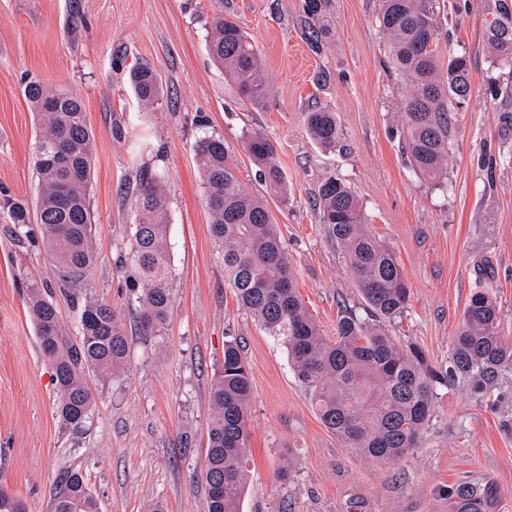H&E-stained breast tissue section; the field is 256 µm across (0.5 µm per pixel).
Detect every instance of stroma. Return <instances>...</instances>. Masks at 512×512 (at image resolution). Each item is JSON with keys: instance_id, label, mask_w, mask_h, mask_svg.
<instances>
[{"instance_id": "obj_1", "label": "stroma", "mask_w": 512, "mask_h": 512, "mask_svg": "<svg viewBox=\"0 0 512 512\" xmlns=\"http://www.w3.org/2000/svg\"><path fill=\"white\" fill-rule=\"evenodd\" d=\"M302 5L224 0L225 14L261 53L269 93L257 108L208 52L212 0H0V488L26 512H51L68 468L87 478L100 512H207L200 471L210 388L228 340L239 343L252 386L240 512H448L458 484L486 477L504 492L497 512H512V369L480 388H439L417 448L402 459L376 462L349 448L319 420L282 342L225 285L194 151L204 136L223 137L243 188L271 210L324 335L335 334L340 311L366 313L315 204L329 175L351 187L405 273L410 303L389 324L392 336L447 366L478 288L496 297L512 334V72L483 40L494 0H436L440 62L464 51L472 66L471 97L452 114L448 177L438 183L418 178L403 149L408 86L391 67L377 0H325L330 32L316 48ZM140 64L160 80L158 104L142 105L131 89L130 71ZM32 78L74 91L84 104L94 135L89 202L98 259L83 293L116 309L129 343L114 378L89 377L94 401L77 430L58 418L27 286L52 295L72 334L78 309L59 291L40 224L16 238L3 206L37 203L38 127L24 94ZM320 108L336 115L332 150L307 129L308 112ZM255 130L275 147L286 196L258 180L242 149ZM143 169L165 186L174 297L169 326L148 336L136 328L126 264L132 190Z\"/></svg>"}]
</instances>
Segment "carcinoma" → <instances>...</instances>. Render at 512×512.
Masks as SVG:
<instances>
[{
  "label": "carcinoma",
  "mask_w": 512,
  "mask_h": 512,
  "mask_svg": "<svg viewBox=\"0 0 512 512\" xmlns=\"http://www.w3.org/2000/svg\"><path fill=\"white\" fill-rule=\"evenodd\" d=\"M322 0H305L303 13L311 44L325 31ZM379 28L390 40L393 68L408 84L402 132L413 171L428 181L447 178L451 125L447 113L471 97L469 57L461 52L441 69L437 58L435 0H379ZM485 42L499 65L512 68V0H495ZM208 50L224 75L254 106L268 95L260 53L254 42L224 15L213 17ZM135 95L145 104L161 97L160 82L147 66L132 70ZM39 126L33 170L39 188L37 223L44 227L53 260L63 270L60 290L79 306V339L68 336L53 301L30 288L28 303L39 348L51 365L60 394L62 424L79 428L92 407L87 374L106 380L126 361L127 336L107 304L81 297L83 277L96 259L94 218L88 199L94 137L81 98L38 78L25 85ZM312 138L325 148L339 141L335 113L307 114ZM244 150L272 190L287 197L284 175L266 134L246 135ZM211 215L212 237L222 245L224 282L238 304L265 332L282 342L299 382L321 423L349 447L380 461L398 459L417 447L440 386L463 378L481 381L512 366V336L499 316L496 298L472 292L462 324L452 338L448 367L433 368L415 344L402 345L385 322L409 304L405 274L392 250L372 234L351 188L325 177L316 199L327 234L343 258L365 302L368 318L347 311L328 337L299 295L288 252L264 201L242 187L224 139L205 136L196 144ZM137 220L127 225L133 266L129 286L139 291L141 333L153 335L168 324L173 308L172 266L167 248V203L155 174L139 177L132 195ZM14 233L30 223L28 207L7 203ZM248 367L238 344L224 343V362L210 389L213 408L204 470L208 512H239L247 484L249 452ZM500 488L491 480L460 484L450 512H491ZM52 512H99L79 471L60 475Z\"/></svg>",
  "instance_id": "1"
}]
</instances>
